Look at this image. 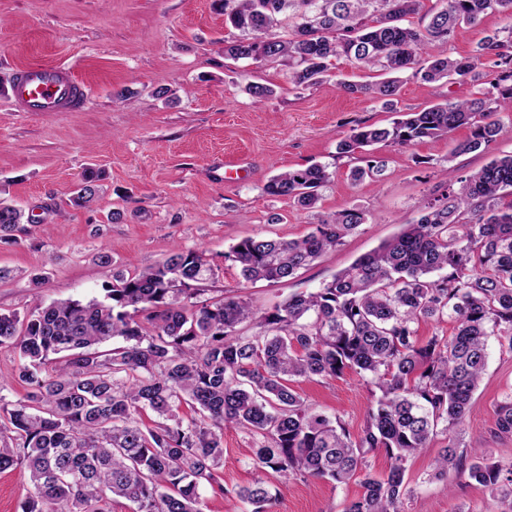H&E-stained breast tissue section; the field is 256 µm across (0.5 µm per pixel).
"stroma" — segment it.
<instances>
[{
    "label": "stroma",
    "mask_w": 512,
    "mask_h": 512,
    "mask_svg": "<svg viewBox=\"0 0 512 512\" xmlns=\"http://www.w3.org/2000/svg\"><path fill=\"white\" fill-rule=\"evenodd\" d=\"M501 15L457 30L436 53L458 57L502 30ZM219 0H0V200L27 220L12 242H0V311L26 313L37 302L104 296L111 256L114 267L134 274L163 262L176 248H202L213 269L204 281L209 296L237 294L256 313L301 291H312L340 269L370 253L419 216L443 167L465 175L492 157L512 154V112L499 113L503 131L487 152L450 157L452 139H424L381 147L387 163L380 182L353 183L354 166L336 155L337 143L359 125H385L392 112L380 101L355 99L335 85L295 87L285 66L233 60L224 42ZM63 63L90 92L73 112H19L9 94L19 70ZM272 86L256 98L247 83ZM475 87L458 81L427 83L405 76L397 107L419 111L446 99H469ZM319 162L330 183L314 209L268 195L272 176ZM98 176L90 206L69 198L87 170ZM359 208L368 222L336 251L324 254L294 278L277 283L244 281L225 252L244 238L298 239L318 217ZM120 213L111 221L112 213ZM512 387V355L490 343L488 364L462 425L463 441L480 440L496 460H512V438L492 433L494 411ZM295 388L329 417L357 429L372 394L361 378L304 380ZM445 445L435 437L408 463L411 494L405 512H486L488 491L462 476L435 478L432 462ZM255 474L252 439L224 432L220 475L227 488L248 485ZM278 492L273 512H342L362 493L358 481L269 473Z\"/></svg>",
    "instance_id": "1"
}]
</instances>
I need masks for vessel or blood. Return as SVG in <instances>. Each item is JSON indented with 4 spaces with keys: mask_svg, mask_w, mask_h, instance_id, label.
Wrapping results in <instances>:
<instances>
[{
    "mask_svg": "<svg viewBox=\"0 0 512 512\" xmlns=\"http://www.w3.org/2000/svg\"><path fill=\"white\" fill-rule=\"evenodd\" d=\"M15 108L20 112H71L89 94L63 65H33L20 71L12 87Z\"/></svg>",
    "mask_w": 512,
    "mask_h": 512,
    "instance_id": "b4317fda",
    "label": "vessel or blood"
}]
</instances>
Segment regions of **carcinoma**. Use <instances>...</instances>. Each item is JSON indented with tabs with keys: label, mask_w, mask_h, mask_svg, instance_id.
<instances>
[{
	"label": "carcinoma",
	"mask_w": 512,
	"mask_h": 512,
	"mask_svg": "<svg viewBox=\"0 0 512 512\" xmlns=\"http://www.w3.org/2000/svg\"><path fill=\"white\" fill-rule=\"evenodd\" d=\"M224 21L240 37L224 55L288 67L295 86L331 82V61L344 57L376 70V83L336 81L354 98L385 100L396 110L402 75L425 82L467 79L479 96L448 99L421 112H400L386 126H356L337 156L365 162L356 181L377 182L385 160L371 147L408 146L424 138L453 141L450 156L484 151L502 132L499 112H512V25L467 56L433 53L461 25L488 14L512 19V0H221ZM420 16L421 24L404 25ZM288 20V37L276 29ZM498 67L480 89L483 58ZM443 175L438 195L418 219L310 292L292 294L261 316L234 295L204 297L193 284L212 272L205 251L175 250L134 275L109 269L104 300H55L30 312H0V348L17 356L13 380L25 394L5 401L0 380V473H27L33 493L22 512H112L120 499L132 512H205L206 494L235 497L244 512H271L269 472L335 483L359 479L363 494L343 512H403L410 493L407 463L439 434L447 444L435 476L468 477L496 502L512 501V460L488 458L480 442L461 448L458 431L485 371L488 340L512 354V154L465 177ZM328 167L312 164L273 176L271 196L315 207ZM97 191L89 175L70 198L86 207ZM22 211L0 201V242H13ZM366 221L357 208L319 219L299 239L248 237L225 257L247 282L294 276ZM449 319L451 337L421 342L420 322ZM249 323L247 335L240 326ZM116 346L104 349L108 342ZM347 370L374 387L363 425L352 433L317 412L293 383L339 377ZM191 414H181L182 406ZM157 417L142 425L146 412ZM253 436L252 484L234 492L219 474L224 430ZM494 433L512 437V390L497 405ZM382 451L388 471L373 472L368 455Z\"/></svg>",
	"instance_id": "obj_1"
}]
</instances>
